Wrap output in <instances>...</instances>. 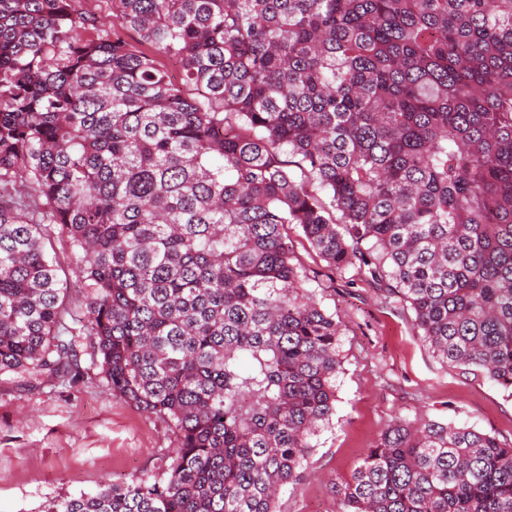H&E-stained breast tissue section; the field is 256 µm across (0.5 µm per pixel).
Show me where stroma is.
I'll list each match as a JSON object with an SVG mask.
<instances>
[{"mask_svg":"<svg viewBox=\"0 0 512 512\" xmlns=\"http://www.w3.org/2000/svg\"><path fill=\"white\" fill-rule=\"evenodd\" d=\"M288 234L309 289L343 323L342 371L336 413L277 512H336L334 484L398 418L467 424L512 443L511 395L439 361L410 311L356 270L333 272L296 228ZM81 365L86 374L74 384L0 374V512H45L56 498L107 482L163 478L177 445L169 425L114 397L90 353Z\"/></svg>","mask_w":512,"mask_h":512,"instance_id":"35a3bbf8","label":"stroma"}]
</instances>
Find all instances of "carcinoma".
Masks as SVG:
<instances>
[{
	"label": "carcinoma",
	"instance_id": "cac0c4a2",
	"mask_svg": "<svg viewBox=\"0 0 512 512\" xmlns=\"http://www.w3.org/2000/svg\"><path fill=\"white\" fill-rule=\"evenodd\" d=\"M109 2L0 0V373L76 382L84 336L177 448L47 512H276L341 369L291 225L512 394V0ZM336 500L512 512V444L395 420Z\"/></svg>",
	"mask_w": 512,
	"mask_h": 512
}]
</instances>
